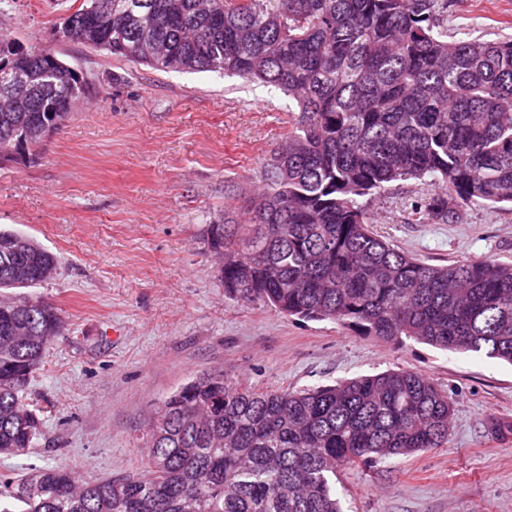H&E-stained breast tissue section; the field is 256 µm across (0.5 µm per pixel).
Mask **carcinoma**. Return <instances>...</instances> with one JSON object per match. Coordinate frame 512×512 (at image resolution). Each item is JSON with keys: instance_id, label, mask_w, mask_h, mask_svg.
Instances as JSON below:
<instances>
[{"instance_id": "obj_1", "label": "carcinoma", "mask_w": 512, "mask_h": 512, "mask_svg": "<svg viewBox=\"0 0 512 512\" xmlns=\"http://www.w3.org/2000/svg\"><path fill=\"white\" fill-rule=\"evenodd\" d=\"M437 0H82L67 40L163 72L208 71L297 105L261 186L213 224L224 293L360 336L414 338L512 364V265L428 264L373 228L368 201L397 181L441 188L414 207L454 224L512 205V39L448 38ZM0 69V144L63 125L90 83L26 48ZM57 257L0 230V455L29 453L42 422L24 394L64 320L19 292ZM453 408L426 376L393 370L300 390L217 371L170 393L142 436L144 474L77 483L66 468L0 481V512H343L337 472L448 441Z\"/></svg>"}]
</instances>
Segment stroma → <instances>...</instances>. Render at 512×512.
Masks as SVG:
<instances>
[{
	"mask_svg": "<svg viewBox=\"0 0 512 512\" xmlns=\"http://www.w3.org/2000/svg\"><path fill=\"white\" fill-rule=\"evenodd\" d=\"M68 5L14 0L0 13V37L50 50L94 89L35 155L0 161V229L57 257L54 278L27 293L67 321L26 393L42 434L30 454L0 457V476L49 466L88 482L140 473L139 440L161 402L207 372L298 390L407 370L447 392L448 441L341 471L345 512H512V365L225 294L210 227L258 185L288 138L292 102L236 77L162 73L62 39ZM439 5L449 35L512 37V0ZM431 191L393 183L371 205L376 232L433 264L512 263V213L473 206L457 224L418 223L412 205Z\"/></svg>",
	"mask_w": 512,
	"mask_h": 512,
	"instance_id": "obj_1",
	"label": "stroma"
}]
</instances>
